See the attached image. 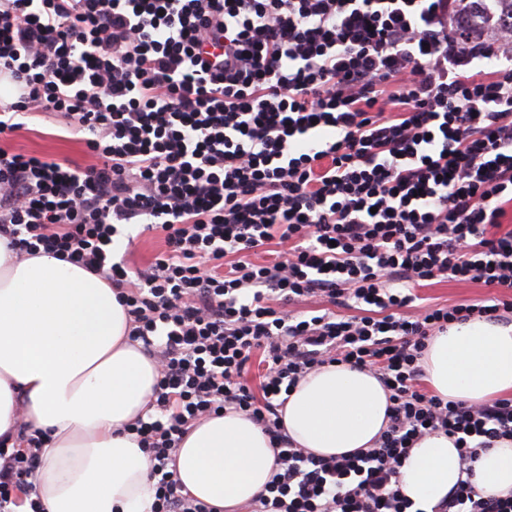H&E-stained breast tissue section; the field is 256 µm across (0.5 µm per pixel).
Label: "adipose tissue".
Returning a JSON list of instances; mask_svg holds the SVG:
<instances>
[{
  "label": "adipose tissue",
  "instance_id": "obj_1",
  "mask_svg": "<svg viewBox=\"0 0 512 512\" xmlns=\"http://www.w3.org/2000/svg\"><path fill=\"white\" fill-rule=\"evenodd\" d=\"M129 317L103 275L45 254L18 257L0 238V436L25 422L49 441L35 484L45 512H149L150 462L125 424L147 416L157 368L129 337ZM427 382L446 400L512 393V321L471 320L432 337ZM389 393L367 370L331 364L290 394L282 424L317 456L372 447L388 424ZM270 439L244 414L197 424L180 444L175 477L191 496L236 512L270 480ZM459 451L444 435L417 442L399 474L426 512L457 483ZM478 487L512 494V442L481 454Z\"/></svg>",
  "mask_w": 512,
  "mask_h": 512
}]
</instances>
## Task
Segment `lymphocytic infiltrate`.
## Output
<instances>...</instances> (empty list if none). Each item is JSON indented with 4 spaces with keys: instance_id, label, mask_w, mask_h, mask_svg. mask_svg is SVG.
Listing matches in <instances>:
<instances>
[{
    "instance_id": "lymphocytic-infiltrate-1",
    "label": "lymphocytic infiltrate",
    "mask_w": 512,
    "mask_h": 512,
    "mask_svg": "<svg viewBox=\"0 0 512 512\" xmlns=\"http://www.w3.org/2000/svg\"><path fill=\"white\" fill-rule=\"evenodd\" d=\"M464 0H0V76L17 115L51 114L95 162L0 149V237L121 290L158 366L148 420L150 512H214L169 469L188 432L227 411L269 436L275 471L251 512H414L398 475L432 434L460 476L430 512H512L478 489L480 455L512 441V398L422 386L430 336L512 313V27ZM164 235L154 262L113 261L119 225ZM275 246L277 257L254 256ZM493 294L416 305L421 282ZM325 299L323 313L300 303ZM264 371L251 384L252 361ZM377 375L389 425L372 448L318 457L280 410L310 372ZM46 437L0 440V512H44Z\"/></svg>"
}]
</instances>
